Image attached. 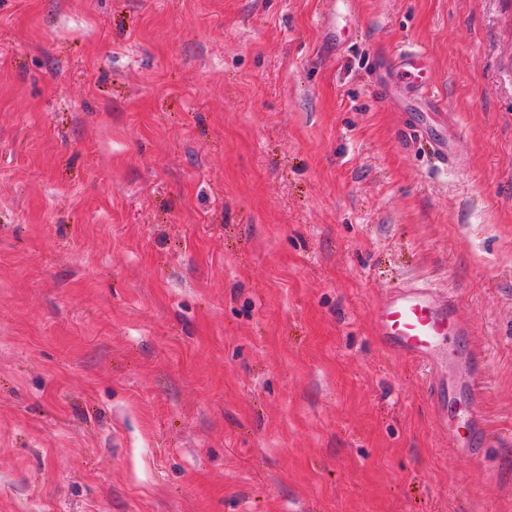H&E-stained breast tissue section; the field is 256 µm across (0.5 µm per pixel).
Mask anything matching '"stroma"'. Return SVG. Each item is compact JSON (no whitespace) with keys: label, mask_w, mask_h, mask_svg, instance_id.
I'll return each instance as SVG.
<instances>
[{"label":"stroma","mask_w":512,"mask_h":512,"mask_svg":"<svg viewBox=\"0 0 512 512\" xmlns=\"http://www.w3.org/2000/svg\"><path fill=\"white\" fill-rule=\"evenodd\" d=\"M422 278L466 454L372 334ZM510 433L512 0H0V512H512ZM423 57L422 50L415 46L403 45L396 49L394 52V61L398 67L399 78L406 84L415 87L416 92L420 94L429 108L440 110L438 99L432 89L423 86L420 79L418 69L415 68V63ZM484 361L482 354L473 348L459 361V365L464 371V377L468 384L470 404L472 407V413L465 422L467 429L466 435L460 432L458 422L448 420V403L453 401V390L449 385L447 389V403L445 401L444 403H438L436 405L438 421L443 431L448 434V446L449 448H455L460 453H464L467 450L465 446L469 444L473 436H481L486 430L485 417L481 410L483 388L486 379Z\"/></svg>","instance_id":"obj_1"}]
</instances>
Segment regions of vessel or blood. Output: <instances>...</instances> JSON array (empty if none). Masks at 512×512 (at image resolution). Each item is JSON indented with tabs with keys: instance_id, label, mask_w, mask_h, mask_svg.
I'll return each instance as SVG.
<instances>
[{
	"instance_id": "vessel-or-blood-1",
	"label": "vessel or blood",
	"mask_w": 512,
	"mask_h": 512,
	"mask_svg": "<svg viewBox=\"0 0 512 512\" xmlns=\"http://www.w3.org/2000/svg\"><path fill=\"white\" fill-rule=\"evenodd\" d=\"M422 51L411 45L396 49L394 61L401 80L415 87L429 108H437L438 99L433 90L423 86L417 62ZM459 306L455 298L436 299L429 283L412 281L396 288L389 299L374 308L372 331L380 343L389 351L404 354L428 366H441L446 356L441 350L444 336L470 335V327L457 318ZM470 392L472 413L466 423L448 418V406L441 403L442 391L431 387L432 396L438 397V421L448 435L449 447L465 452L472 437L483 435L486 430L485 417L481 410L486 367L482 354L470 350L459 361Z\"/></svg>"
}]
</instances>
